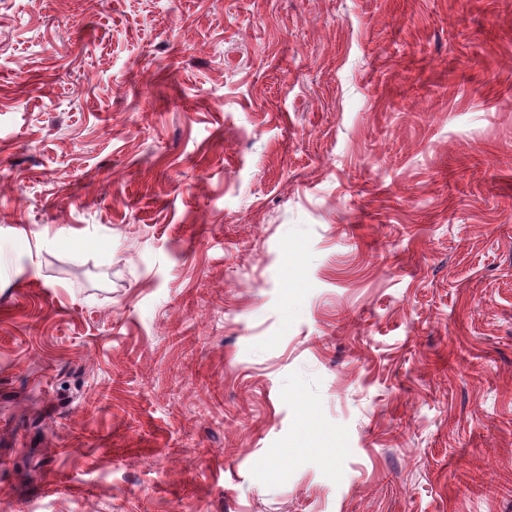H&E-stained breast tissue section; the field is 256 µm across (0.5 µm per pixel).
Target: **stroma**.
<instances>
[{"label":"stroma","instance_id":"obj_1","mask_svg":"<svg viewBox=\"0 0 512 512\" xmlns=\"http://www.w3.org/2000/svg\"><path fill=\"white\" fill-rule=\"evenodd\" d=\"M0 512H512V0H0Z\"/></svg>","mask_w":512,"mask_h":512}]
</instances>
